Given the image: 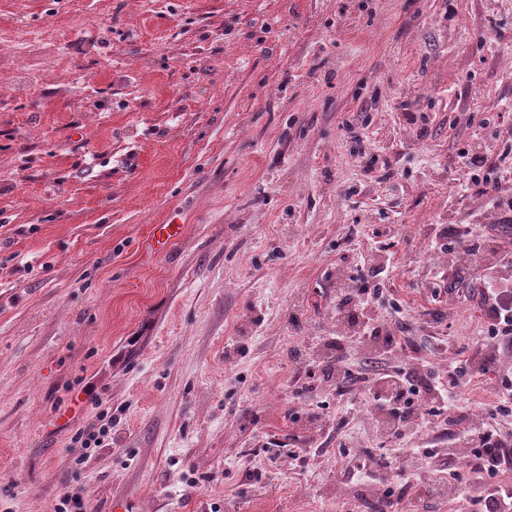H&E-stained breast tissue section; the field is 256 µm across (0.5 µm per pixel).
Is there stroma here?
I'll use <instances>...</instances> for the list:
<instances>
[{
  "mask_svg": "<svg viewBox=\"0 0 512 512\" xmlns=\"http://www.w3.org/2000/svg\"><path fill=\"white\" fill-rule=\"evenodd\" d=\"M24 74L0 99V512L83 488L88 512H348L445 480L418 512H477L462 434L512 443L482 301L512 295V0H0V76ZM330 348L465 364L454 413L381 436L364 384L292 357ZM404 448L435 452L412 482L345 470ZM184 234V224H157L150 236L148 247L154 253H162L175 240Z\"/></svg>",
  "mask_w": 512,
  "mask_h": 512,
  "instance_id": "stroma-1",
  "label": "stroma"
}]
</instances>
